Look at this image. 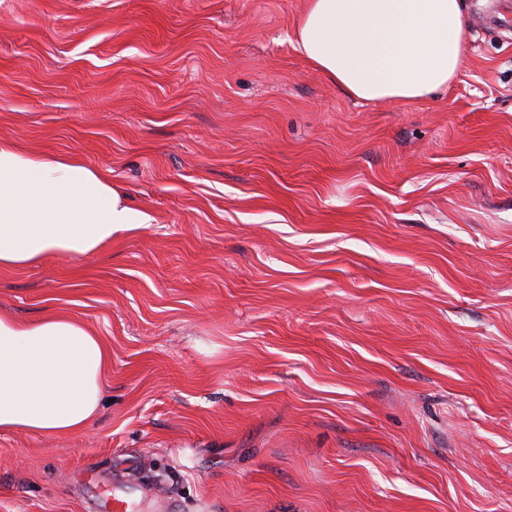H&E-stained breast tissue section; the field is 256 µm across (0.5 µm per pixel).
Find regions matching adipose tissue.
I'll use <instances>...</instances> for the list:
<instances>
[{"mask_svg":"<svg viewBox=\"0 0 512 512\" xmlns=\"http://www.w3.org/2000/svg\"><path fill=\"white\" fill-rule=\"evenodd\" d=\"M296 46L346 95L420 100L470 52L464 0H305ZM101 168L0 140V269L79 259L149 223ZM110 354L55 307L23 322L0 309V432L70 435L98 414Z\"/></svg>","mask_w":512,"mask_h":512,"instance_id":"adipose-tissue-1","label":"adipose tissue"}]
</instances>
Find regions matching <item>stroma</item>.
I'll list each match as a JSON object with an SVG mask.
<instances>
[{
  "instance_id": "35a3bbf8",
  "label": "stroma",
  "mask_w": 512,
  "mask_h": 512,
  "mask_svg": "<svg viewBox=\"0 0 512 512\" xmlns=\"http://www.w3.org/2000/svg\"><path fill=\"white\" fill-rule=\"evenodd\" d=\"M409 102L342 93L303 0H0V138L109 170L150 224L0 269L110 351L66 436L0 433V512H512V0Z\"/></svg>"
}]
</instances>
